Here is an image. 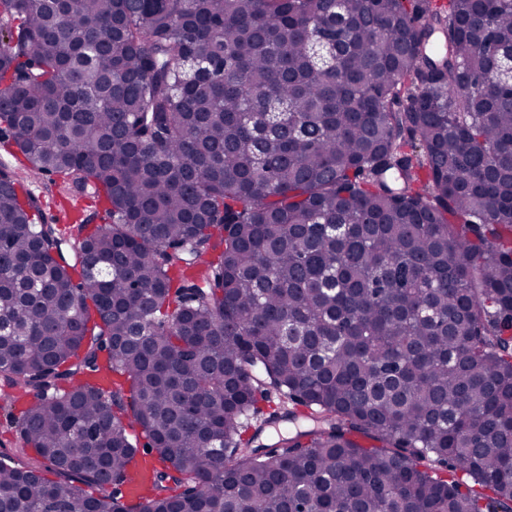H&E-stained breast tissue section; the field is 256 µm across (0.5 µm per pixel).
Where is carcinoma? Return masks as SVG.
Segmentation results:
<instances>
[{"mask_svg": "<svg viewBox=\"0 0 512 512\" xmlns=\"http://www.w3.org/2000/svg\"><path fill=\"white\" fill-rule=\"evenodd\" d=\"M0 16V512L512 503V0Z\"/></svg>", "mask_w": 512, "mask_h": 512, "instance_id": "obj_1", "label": "carcinoma"}]
</instances>
